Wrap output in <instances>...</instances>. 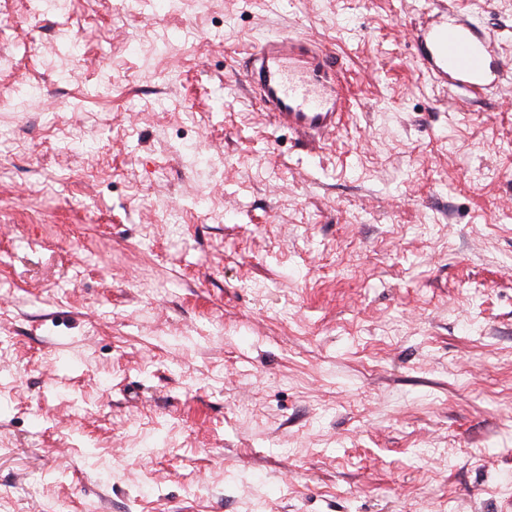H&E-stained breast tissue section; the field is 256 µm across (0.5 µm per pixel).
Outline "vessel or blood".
<instances>
[{
	"mask_svg": "<svg viewBox=\"0 0 512 512\" xmlns=\"http://www.w3.org/2000/svg\"><path fill=\"white\" fill-rule=\"evenodd\" d=\"M417 40L419 65L448 89L476 96L504 79L491 34L448 8H439ZM245 80L278 127L312 143L323 141L341 120L343 96L331 57L306 37L265 34Z\"/></svg>",
	"mask_w": 512,
	"mask_h": 512,
	"instance_id": "1",
	"label": "vessel or blood"
}]
</instances>
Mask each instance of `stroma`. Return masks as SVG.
I'll return each mask as SVG.
<instances>
[{
  "mask_svg": "<svg viewBox=\"0 0 512 512\" xmlns=\"http://www.w3.org/2000/svg\"><path fill=\"white\" fill-rule=\"evenodd\" d=\"M435 2L0 0V512H512V70L441 86ZM272 30L337 60L321 145ZM244 77L274 123L319 144L341 121L340 83L331 57L303 36L265 34Z\"/></svg>",
  "mask_w": 512,
  "mask_h": 512,
  "instance_id": "35a3bbf8",
  "label": "stroma"
}]
</instances>
